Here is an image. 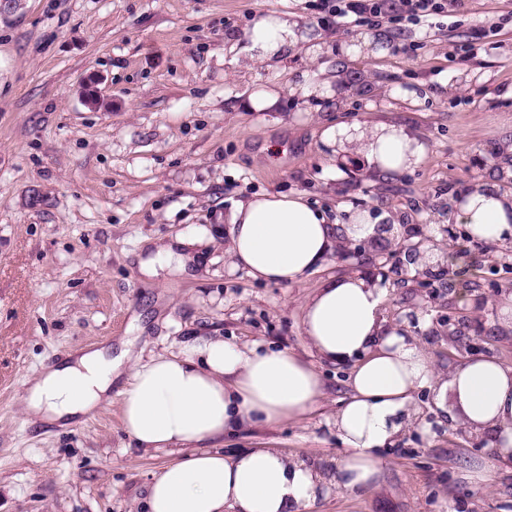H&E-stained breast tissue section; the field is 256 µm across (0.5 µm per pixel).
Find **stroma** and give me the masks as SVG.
<instances>
[{
	"instance_id": "1",
	"label": "stroma",
	"mask_w": 512,
	"mask_h": 512,
	"mask_svg": "<svg viewBox=\"0 0 512 512\" xmlns=\"http://www.w3.org/2000/svg\"><path fill=\"white\" fill-rule=\"evenodd\" d=\"M297 17L320 36L318 59L289 52L268 66L229 48V32L260 13ZM488 36L474 57V29ZM330 29L313 0H20L0 11V512H139L151 475L172 456L130 446L121 397L68 429L29 425L23 381L57 355L108 340L176 351L209 335L299 354L301 307L326 281L363 274L384 294L387 325L411 327L435 370L471 355L512 365V335L490 329L512 293V245L449 239L463 191H512V0H469L447 27ZM413 44L410 53L396 43ZM326 68L329 96L302 105V73ZM278 112L246 109L258 87ZM371 119L418 135L423 161L392 179L366 176L355 154H331L330 125ZM302 192L330 214L369 212L372 236L349 242L292 286L230 270L229 199ZM203 227L216 244L187 272L148 276L144 241ZM412 244L437 249L414 266ZM325 396L306 416L244 427L223 449L269 445L336 458L328 419L348 394L347 370L317 362ZM431 435L409 428L381 454L378 484L333 492L311 512H512V469L457 433L434 394L416 398ZM489 469L480 489L464 477Z\"/></svg>"
}]
</instances>
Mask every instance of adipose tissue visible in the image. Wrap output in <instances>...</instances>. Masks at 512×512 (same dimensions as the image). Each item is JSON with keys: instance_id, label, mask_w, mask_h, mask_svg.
<instances>
[{"instance_id": "adipose-tissue-1", "label": "adipose tissue", "mask_w": 512, "mask_h": 512, "mask_svg": "<svg viewBox=\"0 0 512 512\" xmlns=\"http://www.w3.org/2000/svg\"><path fill=\"white\" fill-rule=\"evenodd\" d=\"M242 38L248 57L261 63L280 61L302 45L313 55L322 50L293 16L276 11L258 15ZM323 141L334 153L363 156L381 177L416 166L426 151L402 129L366 122L328 127ZM457 218L486 242L512 241V193L475 186L465 192ZM225 220L231 269L285 286L321 267L342 243L374 232L365 214L333 219L300 193L232 201ZM213 242L204 229L177 236L150 248L140 269L148 276L171 265L185 271V248ZM382 304L371 279L346 276L326 281L302 308L310 352L350 367V396L332 417L343 450L329 469L278 448L229 455L204 449V442L243 426L278 424L317 408L323 388L314 367L293 351L258 342L200 338L146 356L82 350L24 382L21 411L33 424L66 422L110 405L112 385L122 381L127 438L176 455L154 473L143 512H309L332 491L368 488L380 472V452L412 423L414 396L425 389L449 403L451 421L485 441L498 464L512 466V365L480 355L440 375L414 336L385 329Z\"/></svg>"}]
</instances>
